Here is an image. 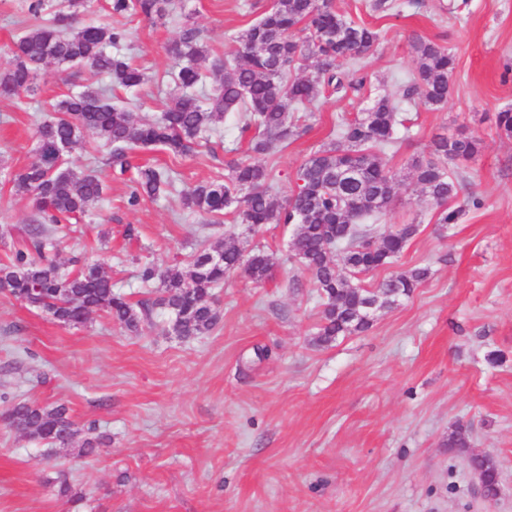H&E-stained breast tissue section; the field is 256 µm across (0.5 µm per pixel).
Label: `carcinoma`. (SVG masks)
Segmentation results:
<instances>
[{"instance_id": "carcinoma-1", "label": "carcinoma", "mask_w": 512, "mask_h": 512, "mask_svg": "<svg viewBox=\"0 0 512 512\" xmlns=\"http://www.w3.org/2000/svg\"><path fill=\"white\" fill-rule=\"evenodd\" d=\"M105 2L115 23L77 27L86 0H32L30 22L21 28L9 63L0 69V96L8 97L34 94L37 72L49 61L85 65L109 80L105 87L69 91L52 102L35 130V160L10 176L14 193L31 200L33 219L26 242L0 262L1 292L73 327L85 325L91 313L103 311L127 331L138 333L159 310L168 314L172 331L181 338L216 329L221 315L213 305L212 291L240 267L255 282L270 279L275 263L263 249L245 252L226 244L224 264L214 265L208 259L215 250L204 248L191 256L184 273L145 265L141 281L156 282L158 288L153 299L136 304L114 291L112 277L99 266L82 265L66 273L57 254L61 239L75 232L72 221L89 214L105 193L98 176L69 166L67 156L79 146L84 132L103 142L111 178L122 180L131 170L130 154L135 149L161 146L176 156H188L210 142L228 114L238 116L242 130L254 131L248 148L229 162L224 180L201 182L183 196V207L210 224L220 223L224 210L231 208L237 223L253 229L265 224L293 226V256L323 299L316 345L329 346L340 336L366 331L371 321L361 316L364 306L396 305L428 278L429 269L416 267L393 273L375 286L363 280L393 263L418 231L416 224L387 228L378 223L394 204L396 184L379 154L392 146L395 128L406 121L399 112L400 101L417 96L432 109L447 101L448 77L455 68L447 46L414 37L410 47L417 71L403 86L400 99L383 94L353 117L341 118L336 137L299 166L294 193L279 203L274 169L257 157L273 154L300 135L291 111L308 110L326 91L346 96L364 88L361 59L377 44L379 31L348 19L333 0H274L258 20L230 36L233 51L211 58L200 30L187 23L173 47L182 61L174 74L178 93L159 116L137 124L126 105L112 101L116 89L138 87L146 80L145 72L123 53L131 33L117 19L138 15L152 23L164 22L172 0ZM207 58L216 83L204 104L196 91L208 73L198 67L199 61ZM306 62L311 63L312 74L298 75ZM482 150L480 139L440 134L433 140L430 158L412 159L415 183L438 208L436 223L455 224L463 212L460 207L448 209V200L459 190L448 161H467ZM347 166L362 169L364 179H339ZM170 183L168 171L140 166L124 206L134 210L144 198L165 194ZM5 420L56 448L68 447L83 433L82 456L93 454L106 440L93 425L80 428L64 404L15 399ZM469 447L466 429L459 427L448 435V449L464 456L488 493H497L498 465L468 451Z\"/></svg>"}]
</instances>
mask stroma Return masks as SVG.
I'll return each instance as SVG.
<instances>
[{
    "mask_svg": "<svg viewBox=\"0 0 512 512\" xmlns=\"http://www.w3.org/2000/svg\"><path fill=\"white\" fill-rule=\"evenodd\" d=\"M400 13L371 11L368 0H335L339 11L380 32L362 62L363 93H325L310 130L269 160L278 201L295 188L308 155L330 141L336 119L360 112L378 94L413 76V37L448 46L456 58L446 104L402 106L409 128L383 160L397 175L385 225L416 223L418 233L391 268L367 283L415 267L427 280L399 304L375 312L370 329L327 347L313 342L319 298L288 247L291 227L258 232L225 214L209 230L184 210L183 193L223 179L224 144L239 138L235 119L221 137L188 156L139 150L134 163L171 171L176 191L134 210L127 183L109 177L107 151L93 135L70 154L72 167L107 181L95 214L62 239L59 262L79 255L99 264L133 302L153 298L142 265L186 270L199 248L234 240L272 253V278L230 273L216 291L221 322L212 332L179 339L153 314L131 333L102 312L70 327L0 293V394L66 404L76 423H95L110 440L79 456L78 443L49 451L0 421V512H512V138L496 126L512 108V0H402ZM273 0H178L163 24L126 19L129 56L148 75L120 91L134 118L158 116L174 84L171 52L183 22L200 28L211 53L228 49ZM27 0H0V67L28 20ZM106 80L86 67L51 64L31 96L0 97V261L21 242L32 207L5 178L35 158L34 130L57 95ZM481 139L459 175L457 223H434L435 206L408 173L428 156L435 135ZM135 237H127L128 227ZM464 426L472 452L494 458L501 490L484 499L448 434ZM67 476L70 496L57 495Z\"/></svg>",
    "mask_w": 512,
    "mask_h": 512,
    "instance_id": "obj_1",
    "label": "stroma"
}]
</instances>
